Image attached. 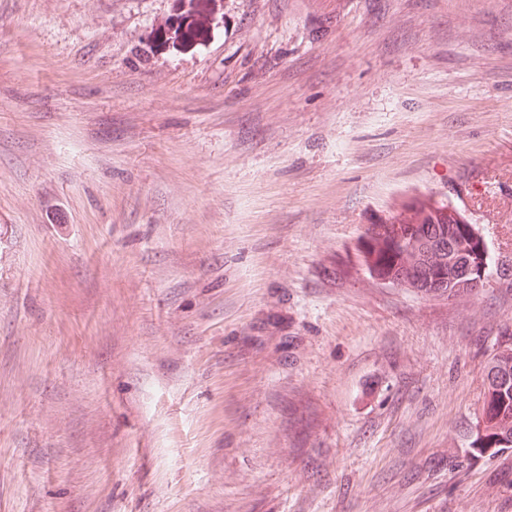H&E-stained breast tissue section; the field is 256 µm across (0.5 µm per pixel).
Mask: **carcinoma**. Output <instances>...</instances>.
<instances>
[{
    "instance_id": "carcinoma-1",
    "label": "carcinoma",
    "mask_w": 512,
    "mask_h": 512,
    "mask_svg": "<svg viewBox=\"0 0 512 512\" xmlns=\"http://www.w3.org/2000/svg\"><path fill=\"white\" fill-rule=\"evenodd\" d=\"M432 197L411 198L399 210L374 228L367 229L362 262L372 263L378 271L401 275L409 284L425 294L442 291L450 297L467 294L477 287L483 267H493L494 256H486L485 244L475 238L479 227L461 224L444 210L429 207ZM448 238L451 248L446 253L421 251L409 246L420 245L437 235ZM481 398L484 435L482 448H512V345L505 344L493 353Z\"/></svg>"
}]
</instances>
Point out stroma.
<instances>
[{"mask_svg": "<svg viewBox=\"0 0 512 512\" xmlns=\"http://www.w3.org/2000/svg\"><path fill=\"white\" fill-rule=\"evenodd\" d=\"M415 194L512 252V0H0V512H512ZM421 197L423 201L411 198L404 202L399 210L385 217L381 224H374L376 227L368 228L365 233L367 240L363 243L364 251L360 250L362 263L368 264L370 261L379 272L389 274L374 272L380 280L398 288H410L403 276L413 288L425 294L442 291L449 298L462 296L476 288L477 279L485 266L488 270L485 268L482 272L483 286L492 279H512L510 253L499 252L494 271L486 275L496 257H486L485 244L475 238V231L480 232L477 224H470L468 218L460 224L454 216L444 213L448 203L446 205L441 200L439 208L431 209L428 204L433 198ZM431 224H438L441 237H436V227L430 231ZM442 236L448 237V240ZM428 237L434 238L431 244L434 243V248L441 253L431 250L424 258L421 250L409 246V243L427 244ZM448 242L451 245L449 249ZM464 269L471 272L465 279L462 278ZM440 281L446 282L445 288L439 284ZM483 286L480 284V288Z\"/></svg>", "mask_w": 512, "mask_h": 512, "instance_id": "obj_1", "label": "stroma"}]
</instances>
